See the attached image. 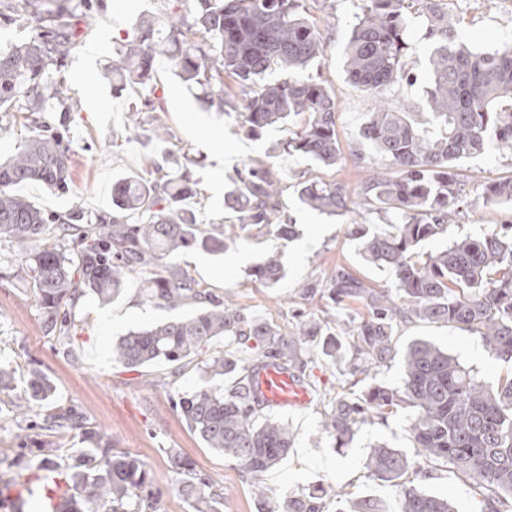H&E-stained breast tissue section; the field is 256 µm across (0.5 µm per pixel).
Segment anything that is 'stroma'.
<instances>
[{
  "mask_svg": "<svg viewBox=\"0 0 512 512\" xmlns=\"http://www.w3.org/2000/svg\"><path fill=\"white\" fill-rule=\"evenodd\" d=\"M443 4L462 18L463 40L482 48L512 43V0H443ZM303 8L319 25L327 42L325 53L310 72L336 94V134L344 162L324 169L298 157H276L275 168L285 185L282 205L295 226L293 239L269 234L256 240L250 230L244 229L225 254L214 256L188 248L176 258L181 268L215 295L233 293L250 312L285 329L291 327L294 313L322 315L325 300H300L298 287L322 283L336 264L349 267L376 287L390 289L395 285L388 270L362 260L357 241L348 236L349 224L358 219L356 213L329 217L304 207L294 194V177L300 173L336 180L358 190L364 171L356 164V155H363L376 165L382 161L360 137V128L375 102L347 80L344 68L345 45L355 22L358 0H333L329 5L323 0H305ZM192 10V0H101L96 20L64 72L70 95L81 103L80 111L73 113L70 122V190L59 194L28 183L16 187V194L46 212L80 208L92 214L105 213L112 209L113 184L141 172L145 154L185 153L193 161L192 174L200 199L196 206L199 224L211 230L233 223V214L224 208V195L231 187L235 169L248 160L264 159L272 145L287 137V126L268 128L257 138L245 135L235 113L207 108L197 93L181 82L163 55L156 56L148 85H129L117 94L98 80L115 43L125 38L141 17L150 16L160 22L170 15H190ZM409 42L407 62L413 79L392 89L390 99L397 104L421 101L429 85V42L420 25L410 28ZM147 99L160 110L168 128L166 144L153 143L129 127L132 111ZM463 167L472 176L466 185L470 208L467 217L449 227L447 237L466 233L479 236L500 225L512 224L511 204L486 207L479 198L480 181L512 175V157L489 149L466 160ZM271 250L282 253L285 275L269 288L252 280L248 272ZM235 254L243 255V262L229 265V256ZM22 275L21 264L10 251H0V364L20 374L31 368L41 370L56 386L43 413L74 409L89 429L105 431L113 448L141 459L158 512H191L175 489L178 475L166 454L170 448L179 449L198 472L223 489L221 512H272L287 493L329 486L355 496L380 499L387 512H395L394 490L369 479L363 464L368 446L377 442L412 451L407 415L401 412L387 421L365 424L349 447H332L324 422L328 396L341 390L338 368L318 357L307 363L301 377L310 384L314 399L303 413L281 414V421L291 431L293 446L285 459L256 482L242 474L234 461L205 448L163 391L144 385L147 376H172L170 366L155 365L135 372L112 359L113 342L128 331L194 313V306L171 309L150 302L141 292L140 280L134 277L112 303L104 305L91 297L81 299L72 311L74 324L68 338L59 340L44 334L42 310L25 287ZM418 338L448 349L486 384H496L512 370L511 364L486 350L478 335L444 323H401L394 341L401 350ZM19 433L10 406L0 403V459L11 461V474L20 479L27 475L25 463L37 455L40 443H21ZM420 487L453 498L458 512H480L473 486L453 468L436 467L421 480Z\"/></svg>",
  "mask_w": 512,
  "mask_h": 512,
  "instance_id": "obj_1",
  "label": "stroma"
}]
</instances>
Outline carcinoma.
Here are the masks:
<instances>
[{"instance_id": "1", "label": "carcinoma", "mask_w": 512, "mask_h": 512, "mask_svg": "<svg viewBox=\"0 0 512 512\" xmlns=\"http://www.w3.org/2000/svg\"><path fill=\"white\" fill-rule=\"evenodd\" d=\"M192 17H169L160 40L151 20L117 43L100 77L112 85L146 84L158 54L167 55L178 77L201 91L211 108L224 110V76L241 91L240 127L259 137L267 128L294 123L288 138L268 152L303 156L321 168L342 162L336 137L337 100L323 82L308 73L326 43L317 25L300 10V0H193ZM96 0H0V22L29 29L27 39L0 50V113L14 121L0 124V134L19 138L16 152L0 162V244L16 245L26 270V286L43 310L42 328L67 336L71 324L61 308L87 295L101 303L120 296L126 280L138 276L147 300L171 309L195 304L198 310L141 330H131L112 344V358L136 371L148 365H175L173 388L182 361L201 354L202 384L188 393H169L188 427L206 444L237 463L253 480L274 467L292 447L288 426L264 413L251 392V378L262 364L302 369L318 339L319 354L343 368L352 385L364 381L397 354L393 327L398 320L444 323L475 333L496 358L512 363V224L483 236H458L435 254L419 250L430 239L448 235V227L469 203L461 186L469 179L460 165L483 154L493 143L512 154V44L475 50L458 36L461 19L443 12L437 0H361L345 46L347 79L378 104L362 125L360 137L386 160L369 168L357 192L342 182L299 177L293 185L299 202L321 214L343 216L358 209L378 215L386 228L354 222L349 235L360 241L362 258L387 269L392 290L375 288L338 265L322 285L327 301L346 311L333 323L299 315L285 332L260 319L225 293L215 296L176 264L177 255L196 248L220 255L246 227L257 237L271 229L282 238L293 234L280 200L281 178L270 160H254L237 170L224 207L236 223L211 232L200 227L185 201L196 195L187 162L172 154L148 156L143 173L117 181L112 212L94 216L77 209L45 213L11 188L37 182L50 190L69 189L72 147L66 124L80 111L67 94L62 73L79 49ZM419 21L431 42L425 111L409 112L388 102L390 90L411 80L406 62L407 30ZM288 78L269 82L267 75ZM49 112L61 113L56 120ZM134 129L160 139L164 124L147 100L131 116ZM437 132L428 134L426 125ZM485 206L512 204V177L490 181L480 195ZM76 224L87 229L70 236ZM72 237L73 251L58 239ZM284 274L281 253L269 252L251 276L275 285ZM254 352L233 359L223 348ZM401 384H371L362 397L341 396L325 422L334 447L346 448L359 428L373 418L407 412L416 455L435 465H451L483 497L489 512H512V372L486 386L457 358L426 339H415L402 353ZM236 376L233 385L224 379ZM14 394L22 414L55 393L52 379L30 371L17 390L11 369H0V395ZM41 429L81 431L89 447L70 454L52 443L39 449L29 468L64 470L72 490L68 512H157L156 502L141 495L144 463L113 451L103 433L88 431L69 411L43 417ZM179 480L177 490L193 512H221L223 494L194 469L176 448L168 449ZM364 468L392 487L398 512H456L448 497L425 492L411 477H426L407 453L379 443L369 448ZM343 497L340 512H386L369 496L316 490L288 494L270 512H324V498Z\"/></svg>"}]
</instances>
